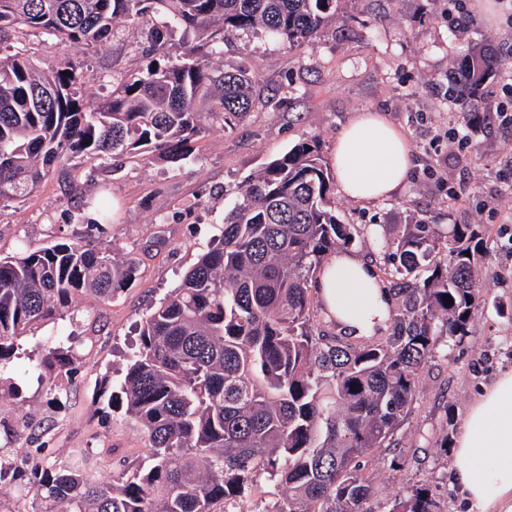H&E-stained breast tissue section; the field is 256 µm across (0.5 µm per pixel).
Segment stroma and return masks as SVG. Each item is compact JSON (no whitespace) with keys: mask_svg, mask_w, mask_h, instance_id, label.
<instances>
[{"mask_svg":"<svg viewBox=\"0 0 512 512\" xmlns=\"http://www.w3.org/2000/svg\"><path fill=\"white\" fill-rule=\"evenodd\" d=\"M456 15L453 0H339L316 38L298 47L259 30L236 32L219 44L214 64L259 77L256 102L242 123L194 142L190 158L180 163L127 160L117 168L109 159L78 158L27 197L0 202L5 257L28 244L99 238L72 216L83 201L109 191L118 208L100 238L139 263L136 280L112 300L85 296L58 319L17 338L24 364L61 335L72 336L75 348L73 372L55 395L30 378L18 380L16 396L0 401V453L11 469L26 478L40 458L64 461L73 449L103 448L100 472L115 478L146 457L149 442L140 426L108 405L112 382L123 376L136 341V323L180 284L218 235L250 175L303 141H317L324 161H331L340 131L368 110L402 131L412 166L392 198L363 202L334 192L341 223L378 229L355 240L350 251L378 265L396 225L416 221L442 231L478 224L491 243L480 271L482 312L464 346L440 349L426 366L415 409L397 434L401 448L416 457L396 468L391 453H380L373 465L380 491L371 506L387 512L395 495L421 481L439 512H466L451 482L452 458L434 442L444 434L456 438L470 404L512 368V123L491 107L512 78V18L491 25L473 9L461 28ZM17 46L44 69L68 57L81 93L98 101L153 63L175 65L202 49L180 27L169 28L155 47L140 29L123 24L103 44L66 49L40 31L22 30L0 42V54ZM476 46L509 65L485 82L483 122L462 146L453 133L469 114L450 92Z\"/></svg>","mask_w":512,"mask_h":512,"instance_id":"1","label":"stroma"}]
</instances>
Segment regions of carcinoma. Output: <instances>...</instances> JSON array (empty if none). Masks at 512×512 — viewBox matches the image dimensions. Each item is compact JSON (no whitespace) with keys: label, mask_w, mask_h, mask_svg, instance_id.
<instances>
[{"label":"carcinoma","mask_w":512,"mask_h":512,"mask_svg":"<svg viewBox=\"0 0 512 512\" xmlns=\"http://www.w3.org/2000/svg\"><path fill=\"white\" fill-rule=\"evenodd\" d=\"M338 0H0V40L18 27L62 46L101 43L134 22L154 43L175 24L198 37L260 30L294 47L310 41ZM502 64L475 51L459 84L477 96ZM71 75L66 76L64 72ZM63 58L40 69L19 49L0 55V201L28 196L78 157L171 163L214 127L237 125L254 77L191 55L126 78L105 101L82 97ZM316 141L251 175L217 240L141 321L139 344L111 402L140 424L147 459L105 481L99 454L37 466L35 512H232L266 476L265 512H372L378 452L405 463L394 436L413 410L421 373L440 346L459 345L485 299L479 273L490 249L475 224H402L379 267L395 299L385 336L322 329L312 284L328 256L362 234L342 224ZM76 222L104 233L105 193ZM138 273L104 242L29 245L0 258V380L37 371L54 393L73 370L59 337L35 363L12 361L15 341L87 292L109 300ZM453 303L445 305L443 296ZM387 512H437L430 488L408 487Z\"/></svg>","instance_id":"obj_1"}]
</instances>
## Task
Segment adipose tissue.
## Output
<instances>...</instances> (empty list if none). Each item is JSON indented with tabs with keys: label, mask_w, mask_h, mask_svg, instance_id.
Returning <instances> with one entry per match:
<instances>
[{
	"label": "adipose tissue",
	"mask_w": 512,
	"mask_h": 512,
	"mask_svg": "<svg viewBox=\"0 0 512 512\" xmlns=\"http://www.w3.org/2000/svg\"><path fill=\"white\" fill-rule=\"evenodd\" d=\"M333 165L337 186L348 198H389L406 182L411 147L384 115L362 112L337 137ZM317 295L327 319L343 332L371 336L389 321L387 291L370 263L352 252L329 257ZM451 478L469 512H512V369L472 404L456 441Z\"/></svg>",
	"instance_id": "ef3b65f1"
}]
</instances>
